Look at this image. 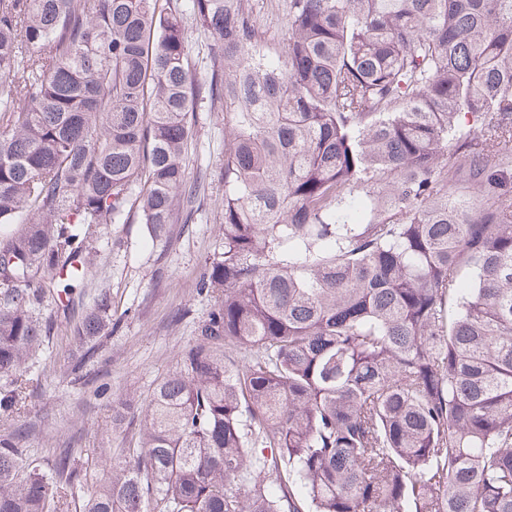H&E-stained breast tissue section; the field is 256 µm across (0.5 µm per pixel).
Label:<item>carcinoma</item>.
Instances as JSON below:
<instances>
[{
  "label": "carcinoma",
  "mask_w": 512,
  "mask_h": 512,
  "mask_svg": "<svg viewBox=\"0 0 512 512\" xmlns=\"http://www.w3.org/2000/svg\"><path fill=\"white\" fill-rule=\"evenodd\" d=\"M0 0V374L25 412L56 277L136 210L201 205L224 113L216 303L98 478L0 437V512H512V0ZM222 45L192 75L188 20ZM99 291L73 382L112 333ZM282 0H249L253 6L255 24L264 32L267 50L271 55L281 54L283 49Z\"/></svg>",
  "instance_id": "1"
}]
</instances>
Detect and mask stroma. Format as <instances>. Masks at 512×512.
<instances>
[{"label":"stroma","mask_w":512,"mask_h":512,"mask_svg":"<svg viewBox=\"0 0 512 512\" xmlns=\"http://www.w3.org/2000/svg\"><path fill=\"white\" fill-rule=\"evenodd\" d=\"M251 2L268 51L281 54L279 0ZM223 162L224 115L199 110L187 164L205 199L193 223L170 225L167 235L157 240L135 217L104 230L92 256L94 277L73 285V305L62 309L52 302L44 307L53 329L29 362V375L38 383L36 396L19 416L0 408V435L25 426L32 455L41 462L63 448L91 451L101 477L109 469L110 450L134 444L136 421L125 420L122 432L113 430V400L126 395L146 400L156 380L194 341L199 321L214 303L212 295L198 293L196 282L222 249ZM102 288L112 295V335L86 364L85 384H75L67 374L71 338ZM103 383L110 385L112 396L95 399L93 392Z\"/></svg>","instance_id":"1"}]
</instances>
